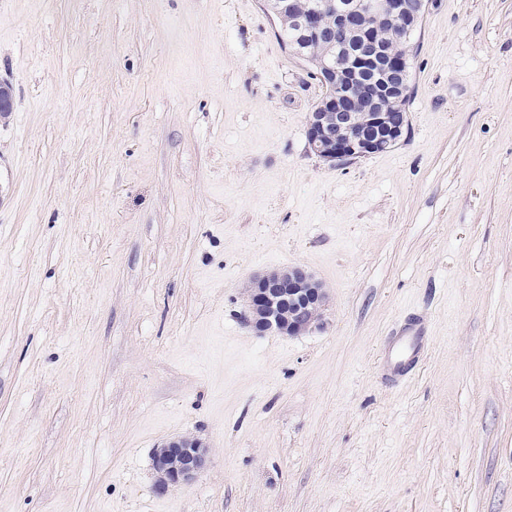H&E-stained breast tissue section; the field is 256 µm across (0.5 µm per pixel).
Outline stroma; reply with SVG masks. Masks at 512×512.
<instances>
[{
    "label": "stroma",
    "instance_id": "stroma-1",
    "mask_svg": "<svg viewBox=\"0 0 512 512\" xmlns=\"http://www.w3.org/2000/svg\"><path fill=\"white\" fill-rule=\"evenodd\" d=\"M413 46L399 141L338 165L264 0H0V512H512V0ZM296 265L322 320L257 335ZM181 436L210 460L158 491ZM245 295L246 321L259 335H299L321 318L327 301L323 283L300 266L255 276ZM426 328L420 320L413 321L393 336L381 356L385 376L400 383L418 369L424 359Z\"/></svg>",
    "mask_w": 512,
    "mask_h": 512
}]
</instances>
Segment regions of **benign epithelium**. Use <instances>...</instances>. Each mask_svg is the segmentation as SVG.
Listing matches in <instances>:
<instances>
[{"instance_id": "benign-epithelium-1", "label": "benign epithelium", "mask_w": 512, "mask_h": 512, "mask_svg": "<svg viewBox=\"0 0 512 512\" xmlns=\"http://www.w3.org/2000/svg\"><path fill=\"white\" fill-rule=\"evenodd\" d=\"M282 23L297 25L302 47L295 54L309 60L306 47L326 44L344 50L349 62L314 60V75L329 93L311 113L310 150L332 163H344L393 147L407 122L409 63L384 43L390 29L404 39L417 27L426 0H348L331 6L324 0H267ZM246 321L259 335L295 336L318 321L327 301L323 283L295 266L255 276L245 289ZM209 449L199 439L179 437L156 449L158 489L192 482L205 467Z\"/></svg>"}]
</instances>
